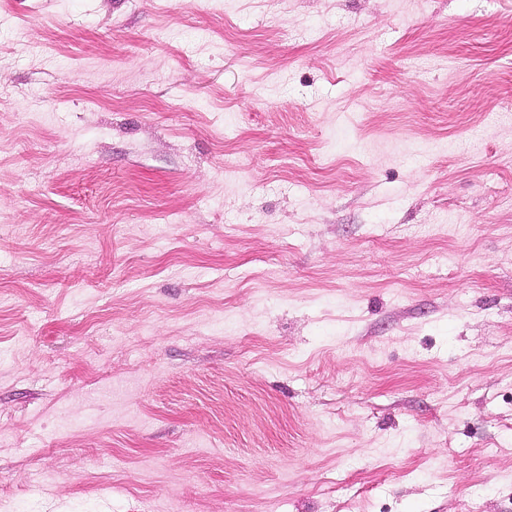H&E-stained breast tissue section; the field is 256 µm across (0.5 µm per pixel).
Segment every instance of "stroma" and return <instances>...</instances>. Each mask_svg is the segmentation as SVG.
Instances as JSON below:
<instances>
[{"label":"stroma","mask_w":512,"mask_h":512,"mask_svg":"<svg viewBox=\"0 0 512 512\" xmlns=\"http://www.w3.org/2000/svg\"><path fill=\"white\" fill-rule=\"evenodd\" d=\"M0 497L512 512V0H0Z\"/></svg>","instance_id":"1"}]
</instances>
